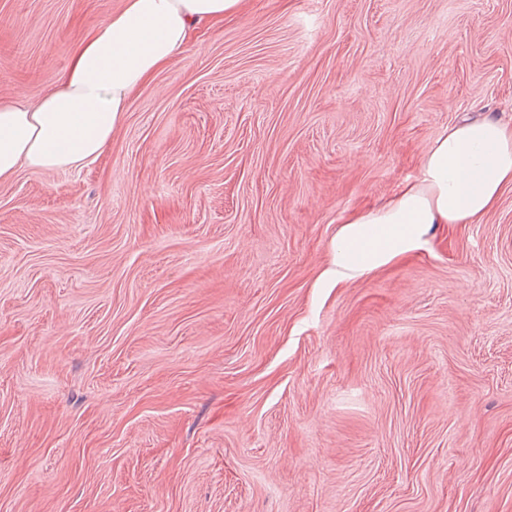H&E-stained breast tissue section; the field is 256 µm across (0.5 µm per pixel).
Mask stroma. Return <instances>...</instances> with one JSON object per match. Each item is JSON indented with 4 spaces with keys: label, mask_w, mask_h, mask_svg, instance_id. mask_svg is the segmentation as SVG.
I'll return each instance as SVG.
<instances>
[{
    "label": "stroma",
    "mask_w": 512,
    "mask_h": 512,
    "mask_svg": "<svg viewBox=\"0 0 512 512\" xmlns=\"http://www.w3.org/2000/svg\"><path fill=\"white\" fill-rule=\"evenodd\" d=\"M121 5L0 0V96ZM478 116L512 0H248L98 160L0 183V512H512V187L324 277Z\"/></svg>",
    "instance_id": "stroma-1"
}]
</instances>
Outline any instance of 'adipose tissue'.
I'll return each mask as SVG.
<instances>
[{
    "label": "adipose tissue",
    "instance_id": "ef3b65f1",
    "mask_svg": "<svg viewBox=\"0 0 512 512\" xmlns=\"http://www.w3.org/2000/svg\"><path fill=\"white\" fill-rule=\"evenodd\" d=\"M247 0H124L85 36L54 87L36 102L0 99V183L23 168L74 170L112 142L132 94L184 54L195 30L244 11ZM512 186V125L493 118L448 127L419 176L386 203L345 218L337 282L415 249L428 224H471Z\"/></svg>",
    "mask_w": 512,
    "mask_h": 512
}]
</instances>
